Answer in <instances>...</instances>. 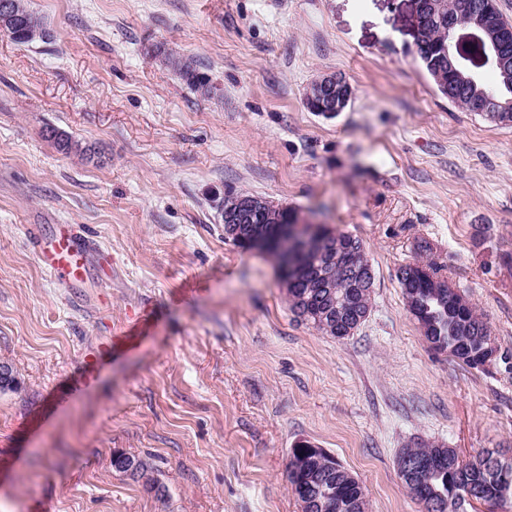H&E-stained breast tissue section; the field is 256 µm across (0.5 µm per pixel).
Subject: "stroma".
Segmentation results:
<instances>
[{
    "mask_svg": "<svg viewBox=\"0 0 512 512\" xmlns=\"http://www.w3.org/2000/svg\"><path fill=\"white\" fill-rule=\"evenodd\" d=\"M28 3L48 40L0 31V362L17 380L0 389V512H301V441L369 512H422L397 473L407 445L512 457V127L439 94L414 0ZM327 73L354 89L332 118L305 104ZM50 127L98 158L59 152ZM230 191L361 241L375 288L353 335L298 321L272 257L225 239ZM56 224L90 241L83 281L40 266ZM420 241L483 313L490 368L432 349L408 312L397 274ZM122 333L80 388L83 349ZM169 62L174 66L180 77L187 82L188 85L204 94L211 92V86L206 76L200 74L194 64L190 61H182L168 58Z\"/></svg>",
    "mask_w": 512,
    "mask_h": 512,
    "instance_id": "obj_1",
    "label": "stroma"
}]
</instances>
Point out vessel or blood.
I'll list each match as a JSON object with an SVG mask.
<instances>
[{"mask_svg":"<svg viewBox=\"0 0 512 512\" xmlns=\"http://www.w3.org/2000/svg\"><path fill=\"white\" fill-rule=\"evenodd\" d=\"M87 239L72 224H56L37 238V255L42 268L51 276L82 280L86 271ZM111 344L86 349L82 355L83 379L91 381Z\"/></svg>","mask_w":512,"mask_h":512,"instance_id":"vessel-or-blood-1","label":"vessel or blood"}]
</instances>
